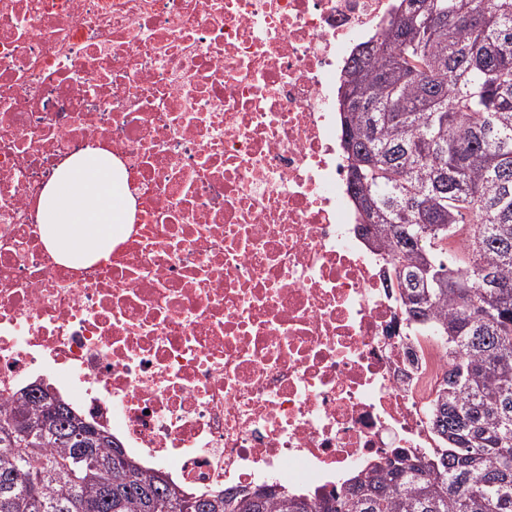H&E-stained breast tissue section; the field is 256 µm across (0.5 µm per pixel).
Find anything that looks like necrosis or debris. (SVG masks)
I'll use <instances>...</instances> for the list:
<instances>
[{
    "mask_svg": "<svg viewBox=\"0 0 512 512\" xmlns=\"http://www.w3.org/2000/svg\"><path fill=\"white\" fill-rule=\"evenodd\" d=\"M397 4L0 0V406L44 384L190 493L437 447L446 348L401 311L334 108ZM88 148L134 209L83 268L39 197Z\"/></svg>",
    "mask_w": 512,
    "mask_h": 512,
    "instance_id": "necrosis-or-debris-1",
    "label": "necrosis or debris"
}]
</instances>
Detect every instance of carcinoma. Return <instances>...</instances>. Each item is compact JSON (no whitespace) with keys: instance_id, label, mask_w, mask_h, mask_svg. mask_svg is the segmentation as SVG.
<instances>
[{"instance_id":"1","label":"carcinoma","mask_w":512,"mask_h":512,"mask_svg":"<svg viewBox=\"0 0 512 512\" xmlns=\"http://www.w3.org/2000/svg\"><path fill=\"white\" fill-rule=\"evenodd\" d=\"M342 81L353 198L400 265L406 319L447 344L433 414L445 444L396 452L328 495L191 497L63 400L23 389L0 410V512H183L188 498L191 512H512V0H399ZM80 430L99 433L93 465L73 454Z\"/></svg>"}]
</instances>
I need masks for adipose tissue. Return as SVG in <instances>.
Segmentation results:
<instances>
[{
	"label": "adipose tissue",
	"instance_id": "adipose-tissue-1",
	"mask_svg": "<svg viewBox=\"0 0 512 512\" xmlns=\"http://www.w3.org/2000/svg\"><path fill=\"white\" fill-rule=\"evenodd\" d=\"M40 222L46 245L66 265L108 259L129 221L121 170L103 149L69 158L43 187Z\"/></svg>",
	"mask_w": 512,
	"mask_h": 512
}]
</instances>
